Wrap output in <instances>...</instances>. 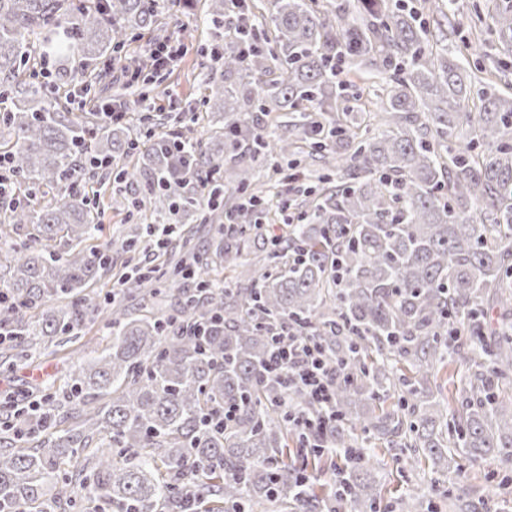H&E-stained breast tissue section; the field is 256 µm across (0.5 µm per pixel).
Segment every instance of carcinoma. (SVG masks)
Wrapping results in <instances>:
<instances>
[{
  "label": "carcinoma",
  "instance_id": "cac0c4a2",
  "mask_svg": "<svg viewBox=\"0 0 512 512\" xmlns=\"http://www.w3.org/2000/svg\"><path fill=\"white\" fill-rule=\"evenodd\" d=\"M488 2L504 67L512 0ZM431 7L429 26L401 0H354L353 17L319 0H204L200 96L219 120L172 126L143 149L157 116L106 122L63 98L77 79L91 92L89 66L155 27L160 0H0V156L13 194L0 210L5 359L24 362L43 337L74 339L90 319L112 336L78 359L68 389L7 402L0 512H436L435 498L477 512L484 499L448 486L459 452L499 457L494 489L512 486V97L476 88L467 59L434 49L458 5ZM48 56L51 87L36 76ZM345 64L381 88L370 128L334 113ZM474 97L476 111H462ZM300 142L320 167L293 224L255 187L253 162ZM228 193L248 200L228 204ZM105 195L146 229L87 247ZM265 211L288 225L271 249L245 263L238 243L215 249V264L248 266L234 288L184 264L185 240L164 287L136 265L107 306L87 293L112 249L137 251L154 224L232 220L243 235ZM18 227L29 241L11 242ZM165 298L174 304L159 316L132 314ZM285 325L336 371L329 407L261 373ZM457 362L450 409L445 370ZM365 443L435 477L389 497ZM338 448L355 460L312 480Z\"/></svg>",
  "mask_w": 512,
  "mask_h": 512
}]
</instances>
